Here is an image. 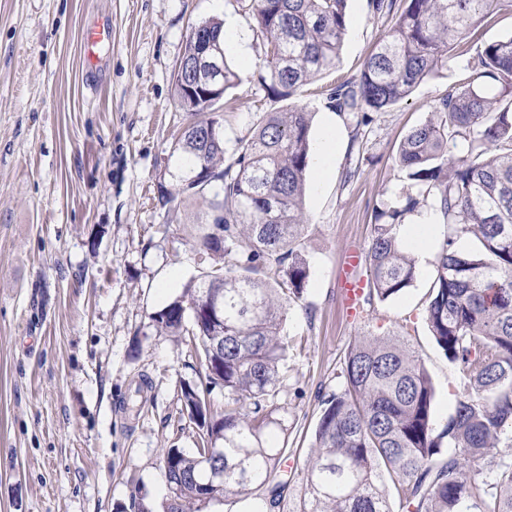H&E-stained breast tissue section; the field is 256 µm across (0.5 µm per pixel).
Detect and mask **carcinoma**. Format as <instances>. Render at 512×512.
Listing matches in <instances>:
<instances>
[{
  "instance_id": "1",
  "label": "carcinoma",
  "mask_w": 512,
  "mask_h": 512,
  "mask_svg": "<svg viewBox=\"0 0 512 512\" xmlns=\"http://www.w3.org/2000/svg\"><path fill=\"white\" fill-rule=\"evenodd\" d=\"M348 0H250L267 70L268 96L297 89L336 69L346 31ZM505 0H369L371 13L393 17L360 73L336 83L330 108L355 129L405 99L438 71L460 43ZM217 39L224 89L237 79L223 59V23H199ZM480 78L500 86L499 98L480 86L448 93L438 118L412 129L397 161L407 189L396 205L375 214L367 254L368 296L387 300L409 288L416 260L396 225L427 199L448 225L437 255V277L425 319L438 348L458 367L467 395L434 427L435 389L424 364L399 339L360 336L349 347L336 391L320 396L303 497L296 512H512V36L485 44L474 62ZM177 103L191 117L176 142L189 175L183 184L204 198L212 230L200 246L214 257L211 271L151 314L161 331L188 332L199 345L207 378L224 387V414L210 415L205 394L182 388L190 418L205 430L206 447L189 455L164 452L170 497L163 512H200L226 494L261 490L269 507L287 482L277 470L286 449L262 439L271 423L268 403L284 378L288 295L304 291L308 266L299 246L306 226L304 198L311 158L310 113L288 108L263 113L251 137L224 162V138L207 137L211 112L198 111L182 82ZM471 235L475 247L457 248ZM227 261L221 265V261ZM273 262L281 279L253 277ZM215 303L224 323L196 322L192 308ZM224 337V350L213 338Z\"/></svg>"
}]
</instances>
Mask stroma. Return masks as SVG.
Returning <instances> with one entry per match:
<instances>
[{
    "instance_id": "1",
    "label": "stroma",
    "mask_w": 512,
    "mask_h": 512,
    "mask_svg": "<svg viewBox=\"0 0 512 512\" xmlns=\"http://www.w3.org/2000/svg\"><path fill=\"white\" fill-rule=\"evenodd\" d=\"M211 18L239 35L226 43L237 81L218 110L231 151L262 113L280 108L258 83L266 57L248 0H0V512H162L163 449L191 454L200 445L182 386H197L213 414L224 412V389L208 384L189 336L159 332L150 319L213 265L198 245L208 205L179 194L186 169L174 146L186 115L173 83L191 26ZM98 23L112 41L92 81L84 37ZM391 24L368 0H348L336 74L289 100L310 112L312 143L326 131V86L357 75ZM509 36L506 5L369 125L337 116L328 176L307 171L309 276L288 302L291 346L267 428L288 450L276 512L296 510L317 394L336 390L357 337L405 341L432 379L435 424L465 393L425 320L446 234L430 203L416 214L439 229L402 294L352 315L338 275L347 249L368 250L375 210L394 205L407 185L400 142L469 81L477 46ZM164 190L177 196L172 207L158 201Z\"/></svg>"
}]
</instances>
